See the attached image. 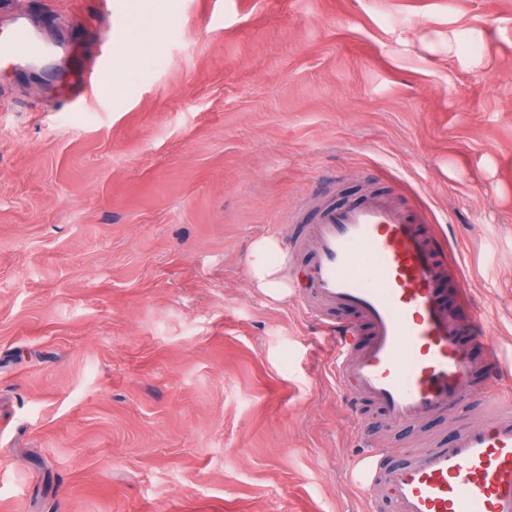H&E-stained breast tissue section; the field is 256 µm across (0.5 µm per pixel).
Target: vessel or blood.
Masks as SVG:
<instances>
[{
    "instance_id": "obj_1",
    "label": "vessel or blood",
    "mask_w": 512,
    "mask_h": 512,
    "mask_svg": "<svg viewBox=\"0 0 512 512\" xmlns=\"http://www.w3.org/2000/svg\"><path fill=\"white\" fill-rule=\"evenodd\" d=\"M47 47L22 19L0 39V64L45 57ZM312 221L298 225L292 254H306L295 296L302 312L336 337L331 373L352 406H373L387 428L445 416L467 404L484 420H458L452 440L392 461L370 442L348 471L367 494V512H512V391L482 322L448 310L444 282L459 299L468 290L447 242L393 196L372 188L361 200L317 199ZM355 314L340 324L336 311ZM483 343L482 360L470 349Z\"/></svg>"
}]
</instances>
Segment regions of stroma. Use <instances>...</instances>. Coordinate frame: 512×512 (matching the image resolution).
<instances>
[{
	"mask_svg": "<svg viewBox=\"0 0 512 512\" xmlns=\"http://www.w3.org/2000/svg\"><path fill=\"white\" fill-rule=\"evenodd\" d=\"M16 3L57 52L0 65V512H364L335 344L247 254L294 277L289 209L381 178L512 363V0ZM281 252L278 240L271 237L256 239L248 257V275L251 288L272 300L279 302L288 296V283L282 276V265L269 260L270 254Z\"/></svg>",
	"mask_w": 512,
	"mask_h": 512,
	"instance_id": "obj_1",
	"label": "stroma"
}]
</instances>
